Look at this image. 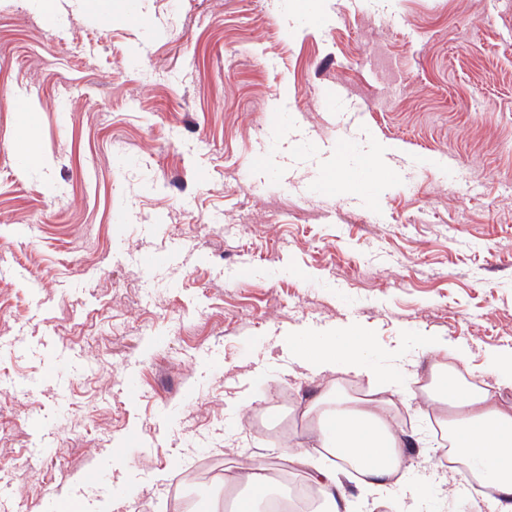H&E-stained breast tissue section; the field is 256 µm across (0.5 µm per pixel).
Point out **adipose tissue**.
<instances>
[{"label": "adipose tissue", "instance_id": "adipose-tissue-1", "mask_svg": "<svg viewBox=\"0 0 512 512\" xmlns=\"http://www.w3.org/2000/svg\"><path fill=\"white\" fill-rule=\"evenodd\" d=\"M365 350L364 338L343 343L328 336L299 342L297 356L316 375L342 364L369 381L383 379V371L370 367ZM465 361L459 352L449 362L434 360L427 397L441 406L449 453L464 466V480L477 481L486 488L484 501L489 512H512V400L490 385L469 382L461 368ZM302 416L311 424L320 447L334 456L338 468L349 466L364 479L386 480L391 489H406L404 463L409 442L390 400L356 398L329 389L316 397ZM242 481L250 494L237 498V512H261L272 503V480L262 464L247 469Z\"/></svg>", "mask_w": 512, "mask_h": 512}]
</instances>
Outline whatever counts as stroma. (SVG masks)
<instances>
[{"mask_svg":"<svg viewBox=\"0 0 512 512\" xmlns=\"http://www.w3.org/2000/svg\"><path fill=\"white\" fill-rule=\"evenodd\" d=\"M42 5L0 0V477L17 512L76 495L176 512L173 488L211 460L222 483L261 461L287 470L284 494L310 487L279 434L333 462L300 416L273 420L279 400L369 386L311 374L305 338L359 332L372 367L401 354L425 384L426 336L512 399V0H112L109 20L59 0L49 26ZM377 167L392 178L374 207L344 181ZM147 252L167 260L142 268ZM392 401L416 490L344 473L352 512H474L428 405Z\"/></svg>","mask_w":512,"mask_h":512,"instance_id":"stroma-1","label":"stroma"}]
</instances>
